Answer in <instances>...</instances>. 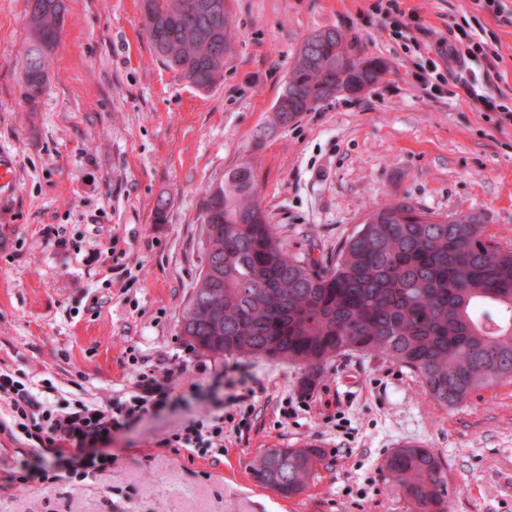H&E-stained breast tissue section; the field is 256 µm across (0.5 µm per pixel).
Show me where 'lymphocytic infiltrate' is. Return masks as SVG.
Listing matches in <instances>:
<instances>
[{
    "label": "lymphocytic infiltrate",
    "mask_w": 512,
    "mask_h": 512,
    "mask_svg": "<svg viewBox=\"0 0 512 512\" xmlns=\"http://www.w3.org/2000/svg\"><path fill=\"white\" fill-rule=\"evenodd\" d=\"M497 42V37H483L472 22H465L457 33L441 40L457 64L456 71H443L439 62L424 56L412 78L430 96L464 102L478 111L499 112L501 124L512 126V108L491 92L503 60ZM247 379L243 368L232 366L214 370L208 384L193 383L183 390L172 372L144 366L132 389L121 397L57 400L26 373L0 367V402L6 412L0 431L43 452L40 469L21 472L17 482L52 483L68 473L86 479L111 468L114 435L131 429L147 415L200 399L209 405V412L184 420L164 444L203 456L220 455L225 430L251 426L255 406L243 393Z\"/></svg>",
    "instance_id": "obj_1"
}]
</instances>
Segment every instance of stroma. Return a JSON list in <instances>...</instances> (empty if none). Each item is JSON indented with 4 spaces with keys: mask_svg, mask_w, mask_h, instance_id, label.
<instances>
[{
    "mask_svg": "<svg viewBox=\"0 0 512 512\" xmlns=\"http://www.w3.org/2000/svg\"><path fill=\"white\" fill-rule=\"evenodd\" d=\"M64 29L36 106L23 100L26 0H0V155L16 167L0 194V366L105 399L130 387L141 361L188 384L213 358L185 345L180 315L202 265L201 203L243 159L289 252L335 256L371 208L400 200L446 215L476 212L512 245V127L464 103L430 98L416 58L388 36L403 16L427 53L450 15L478 0H231L239 36L224 80L189 87L156 56L140 0H65ZM345 34L354 55L379 57L386 78L272 128L271 108L303 39ZM270 135L255 143L259 127ZM164 220H156L159 199ZM56 233L45 236V226ZM112 242L107 263L97 243ZM258 416L229 433L224 454L161 447L204 403L149 416L112 440V467L84 481L19 486L28 448L0 433V512H413L383 471L396 448L432 450L449 512H512V380L455 410L426 396L406 367L350 354L312 384L287 361L248 359ZM314 439L325 456L302 494L284 498L249 465L272 446Z\"/></svg>",
    "mask_w": 512,
    "mask_h": 512,
    "instance_id": "obj_1",
    "label": "stroma"
}]
</instances>
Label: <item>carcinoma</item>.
I'll return each mask as SVG.
<instances>
[{
    "mask_svg": "<svg viewBox=\"0 0 512 512\" xmlns=\"http://www.w3.org/2000/svg\"><path fill=\"white\" fill-rule=\"evenodd\" d=\"M143 27L161 62L207 92L224 78L215 68L237 35L230 0L213 30L196 5L208 0H141ZM23 49L25 101L48 81L47 55L65 24V0H27ZM358 58L336 29L305 38L279 92L276 116H299L339 84H376L389 71L378 57ZM200 221L205 262L180 315L184 341L214 358L285 360L312 378L350 353L409 368L431 399L453 409L473 394L512 379V246L487 234L477 213L423 211L407 201L374 208L321 265L288 253L257 200L254 168L244 161L208 190ZM311 443L268 448L251 463L253 478L280 496L303 493L323 461ZM414 512H448L442 463L408 445L383 465Z\"/></svg>",
    "mask_w": 512,
    "mask_h": 512,
    "instance_id": "carcinoma-1",
    "label": "carcinoma"
}]
</instances>
